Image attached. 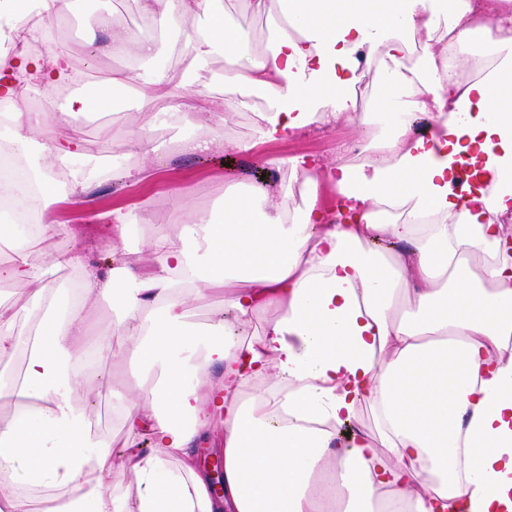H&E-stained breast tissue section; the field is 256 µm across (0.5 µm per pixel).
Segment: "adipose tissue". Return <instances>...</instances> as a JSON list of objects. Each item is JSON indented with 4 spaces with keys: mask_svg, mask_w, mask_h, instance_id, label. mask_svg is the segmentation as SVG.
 Listing matches in <instances>:
<instances>
[{
    "mask_svg": "<svg viewBox=\"0 0 512 512\" xmlns=\"http://www.w3.org/2000/svg\"><path fill=\"white\" fill-rule=\"evenodd\" d=\"M62 4L32 0V24L17 0H0L20 45L11 60L0 58V103L10 105L0 112V154L14 152L23 131L108 106L117 86L154 87L158 104L167 103L169 75L140 67L156 40L102 13L86 18L89 35H106L107 53L130 65L93 97L70 96L64 111H31L47 90L84 78L66 41L49 42L44 55L29 51ZM245 4L277 32L266 53L225 26L223 0H141V11L160 32L179 18L206 17L184 44L181 82L191 84L216 56L233 60L225 82L260 89L276 105L259 130L266 139L348 117L355 52L367 47L390 77L378 109L394 132L358 164L289 159L309 190L292 220L265 184L226 194L218 213L177 203L176 233L148 242L150 269L116 255L103 270L77 246L46 257L15 244L22 216L89 195L67 167L71 145H40L44 159L65 170V184L24 164L0 180V198L16 205L0 219V243L12 248L0 280L36 284L33 302L42 309L24 344L22 378L0 374V397L13 402L0 423V512H322L330 492L341 512H376L384 496L407 512H512V226L499 221L512 214V31L472 26L471 0L428 21L425 0ZM411 35L422 53L410 63ZM475 37L492 38L499 63L463 86L443 57L456 46L464 65ZM420 113L433 124L416 136ZM467 166L477 168L478 183L460 196L453 186ZM323 173L352 223L318 206ZM388 207L403 217L380 223ZM63 267L80 272L77 296L61 291L55 274ZM192 286L230 287L223 316L190 322ZM102 300L112 322L94 330L89 307ZM268 307L277 314L261 337L242 343L248 322ZM128 328L130 359L154 384L131 386L132 439L116 456L75 397L89 388L85 351L111 352L116 331ZM255 381L288 393L248 398ZM365 406L376 433L350 434L344 448L335 433L303 425L355 423ZM218 429L220 499L194 457ZM143 436L150 451L138 443ZM116 480L132 484L134 497L117 498Z\"/></svg>",
    "mask_w": 512,
    "mask_h": 512,
    "instance_id": "adipose-tissue-1",
    "label": "adipose tissue"
}]
</instances>
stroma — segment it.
I'll list each match as a JSON object with an SVG mask.
<instances>
[{
  "mask_svg": "<svg viewBox=\"0 0 512 512\" xmlns=\"http://www.w3.org/2000/svg\"><path fill=\"white\" fill-rule=\"evenodd\" d=\"M231 24L240 36L258 47L269 45L270 31L265 16L245 9L242 0H224ZM224 61H216L211 73L201 78L190 89L174 87V111L157 115L152 91L135 97L127 91L116 94L111 111L90 114L79 121V131L70 126L51 124L41 129V136H49L66 143L76 142L77 147L69 159L72 168L80 170L85 180L93 186V202L89 205L61 201L39 216L43 224H68L81 231V239L89 257L101 265H109L113 252H121L126 260L139 267L154 263L147 243L161 233L173 232L170 222L171 206L175 199H187L196 204L217 209L224 202V192L230 183H249L261 175L276 172L278 181L288 192L284 200L289 209L302 204L296 184L292 180L288 161L304 156L314 161L328 162L341 157L348 144H358L373 149L380 132L368 124L340 120L332 124H314L273 140L260 138L257 126L260 113L269 109L268 102L260 96L245 95L237 86L225 83ZM221 96L234 104L225 113L224 125L217 131L223 141L220 149L197 158L163 156L157 148L173 136L199 135L195 124L184 123L180 108L188 107L191 98ZM142 134L153 148L148 163L157 169L155 178L136 184L120 183L112 178L113 170L133 163L124 146L128 136ZM251 144L249 153L239 152L237 143ZM121 206L140 213V223L130 225L125 238L118 242L107 239L104 222L99 215ZM132 377L126 359L102 355L97 370L90 376V388L79 394L77 402L93 422L96 433L121 447L128 437L123 409L129 399L127 386Z\"/></svg>",
  "mask_w": 512,
  "mask_h": 512,
  "instance_id": "1",
  "label": "stroma"
}]
</instances>
